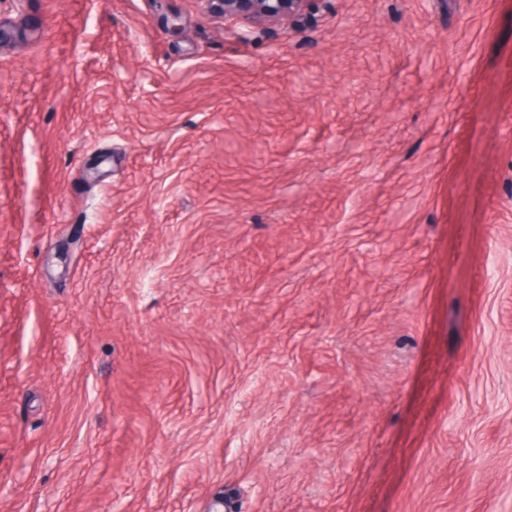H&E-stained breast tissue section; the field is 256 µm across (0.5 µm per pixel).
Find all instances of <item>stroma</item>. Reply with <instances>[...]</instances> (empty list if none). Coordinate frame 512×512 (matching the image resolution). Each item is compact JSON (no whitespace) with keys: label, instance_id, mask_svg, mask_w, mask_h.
I'll return each instance as SVG.
<instances>
[{"label":"stroma","instance_id":"1","mask_svg":"<svg viewBox=\"0 0 512 512\" xmlns=\"http://www.w3.org/2000/svg\"><path fill=\"white\" fill-rule=\"evenodd\" d=\"M0 512H512V0H0ZM312 0H204L210 12L224 20L255 25L288 24L299 21Z\"/></svg>","mask_w":512,"mask_h":512}]
</instances>
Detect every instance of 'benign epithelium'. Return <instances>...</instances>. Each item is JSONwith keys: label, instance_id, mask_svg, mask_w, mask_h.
Wrapping results in <instances>:
<instances>
[{"label": "benign epithelium", "instance_id": "7a95c632", "mask_svg": "<svg viewBox=\"0 0 512 512\" xmlns=\"http://www.w3.org/2000/svg\"><path fill=\"white\" fill-rule=\"evenodd\" d=\"M210 12L226 20L255 25L288 24L299 21L310 0H203Z\"/></svg>", "mask_w": 512, "mask_h": 512}]
</instances>
